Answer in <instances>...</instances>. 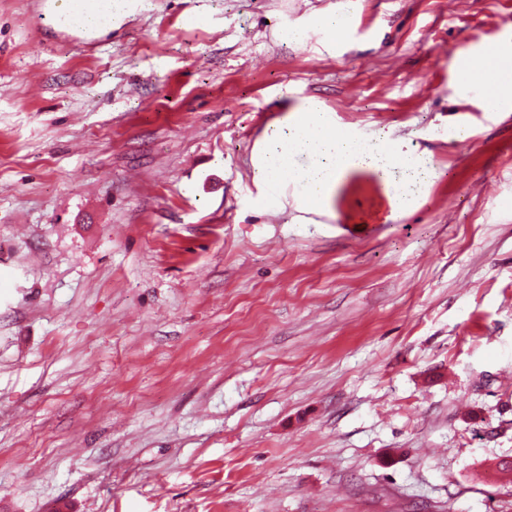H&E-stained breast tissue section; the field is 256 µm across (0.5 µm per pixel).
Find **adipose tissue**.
I'll return each instance as SVG.
<instances>
[{
    "instance_id": "ef3b65f1",
    "label": "adipose tissue",
    "mask_w": 512,
    "mask_h": 512,
    "mask_svg": "<svg viewBox=\"0 0 512 512\" xmlns=\"http://www.w3.org/2000/svg\"><path fill=\"white\" fill-rule=\"evenodd\" d=\"M127 0H85L79 11L68 8V0H55L54 22L61 28L103 32L112 18L126 8ZM282 39L303 44L312 38L334 43L347 37L343 10L323 15L306 26H286ZM488 69L470 78H460L462 88L479 95L488 111L512 99V47L488 50ZM309 157L302 165L300 157ZM257 177L267 185L294 186L301 207L309 212L328 211L340 191L369 187L389 219L407 212L412 197L431 172L426 159L403 143L378 139L368 144L356 132L337 125L331 113L307 101L292 108L285 127L267 134L258 155Z\"/></svg>"
}]
</instances>
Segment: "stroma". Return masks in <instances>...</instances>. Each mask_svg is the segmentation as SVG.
<instances>
[{"label":"stroma","instance_id":"stroma-1","mask_svg":"<svg viewBox=\"0 0 512 512\" xmlns=\"http://www.w3.org/2000/svg\"><path fill=\"white\" fill-rule=\"evenodd\" d=\"M0 0V512H512V0ZM315 98L436 176L369 232L254 179ZM469 128L458 139L456 130ZM54 23L61 28L103 32L112 28V16L125 11L127 0H85L82 8L71 12L70 0H54ZM352 4L351 0L340 3L333 14H324L318 21L306 26L284 27L280 36L288 43L304 44L312 38H324L334 43L343 42L347 37V28L344 22V10ZM485 60L491 63L490 68L470 78L459 77V83L462 88L479 96L488 111L494 112L503 101L512 100V47L495 46L488 50ZM485 84H491L490 93L483 90ZM489 97L493 99L492 103Z\"/></svg>","mask_w":512,"mask_h":512}]
</instances>
